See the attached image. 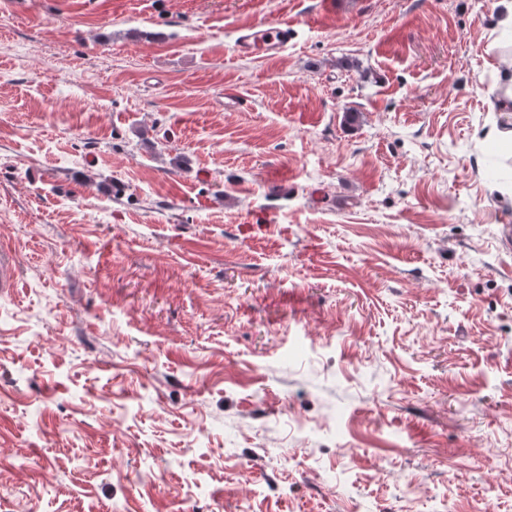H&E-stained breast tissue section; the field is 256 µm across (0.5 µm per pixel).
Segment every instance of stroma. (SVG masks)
I'll return each instance as SVG.
<instances>
[{"label":"stroma","instance_id":"1","mask_svg":"<svg viewBox=\"0 0 512 512\" xmlns=\"http://www.w3.org/2000/svg\"><path fill=\"white\" fill-rule=\"evenodd\" d=\"M495 2L0 0V512H512ZM295 30L288 20L266 21L239 29L236 49L240 56L263 54L275 57L294 37Z\"/></svg>","mask_w":512,"mask_h":512}]
</instances>
